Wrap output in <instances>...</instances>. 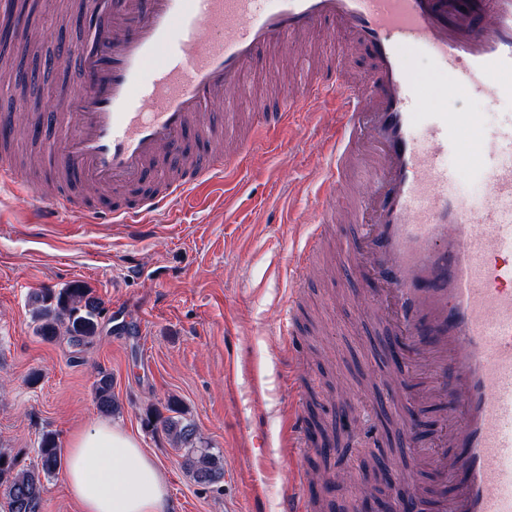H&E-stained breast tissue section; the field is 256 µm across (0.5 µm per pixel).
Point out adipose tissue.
I'll return each instance as SVG.
<instances>
[{
    "label": "adipose tissue",
    "instance_id": "obj_1",
    "mask_svg": "<svg viewBox=\"0 0 512 512\" xmlns=\"http://www.w3.org/2000/svg\"><path fill=\"white\" fill-rule=\"evenodd\" d=\"M66 485L80 512H169L164 473L117 422L101 421L73 436Z\"/></svg>",
    "mask_w": 512,
    "mask_h": 512
}]
</instances>
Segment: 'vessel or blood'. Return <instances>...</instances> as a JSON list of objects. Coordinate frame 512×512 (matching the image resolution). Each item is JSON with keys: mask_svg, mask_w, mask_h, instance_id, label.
Wrapping results in <instances>:
<instances>
[{"mask_svg": "<svg viewBox=\"0 0 512 512\" xmlns=\"http://www.w3.org/2000/svg\"><path fill=\"white\" fill-rule=\"evenodd\" d=\"M94 19L77 78L58 106L21 103L31 136H58L44 185L0 153V177L30 199L41 223L76 215L145 234L150 216L170 215L189 195L233 171L254 143L292 127L310 101L332 98L338 118L328 142L316 227L292 268L288 314L317 245L340 216L359 231L346 244L352 269L368 281L364 304L389 303L397 336L393 374L380 380L406 400L404 348L431 357L435 394L452 420L438 444V512H512V119L485 129L469 112L420 115L423 83L405 57L429 61L460 97L512 99V0H78ZM346 35L342 53L365 52L367 79L343 68L301 78L269 111L244 81L262 67L276 79L281 58L322 22ZM250 97L240 125L223 104ZM488 187L478 203L452 189L449 156ZM369 191L341 211L355 170ZM100 193L97 206L84 190ZM306 448L303 410L289 423Z\"/></svg>", "mask_w": 512, "mask_h": 512, "instance_id": "vessel-or-blood-1", "label": "vessel or blood"}]
</instances>
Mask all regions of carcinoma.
I'll return each mask as SVG.
<instances>
[{
    "label": "carcinoma",
    "instance_id": "1",
    "mask_svg": "<svg viewBox=\"0 0 512 512\" xmlns=\"http://www.w3.org/2000/svg\"><path fill=\"white\" fill-rule=\"evenodd\" d=\"M17 34L14 23L0 27V55L13 58L15 86L24 90L31 75L25 65V56L17 54ZM32 301V322L36 334L45 341H54L67 336L77 341H88L98 329L101 302L92 290L74 283L55 290L44 288L35 292ZM328 396L337 401L338 416L346 415L348 397L344 386L333 381L327 384ZM94 402L97 409L110 413L114 407L112 377L100 374L93 385ZM180 409L170 402L165 410L149 408L143 418L144 426L164 431L173 445L184 451V466L193 480L200 485H212L224 477V465L220 456L204 445L195 425L178 417ZM310 421L317 440L326 445L339 442L337 433L343 428L339 421L327 424L310 413ZM37 460L28 466H19L16 458L7 449H0V497L5 500L7 512H44L45 482L63 466L62 448L55 435L42 434L36 449ZM385 463L374 454L363 460V480L358 484L359 494L364 498L374 497L379 491Z\"/></svg>",
    "mask_w": 512,
    "mask_h": 512
}]
</instances>
